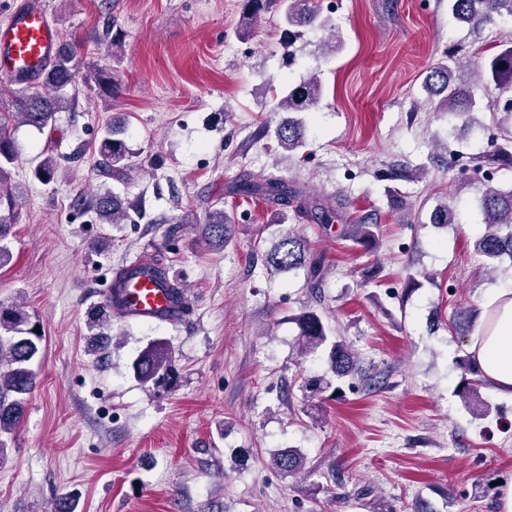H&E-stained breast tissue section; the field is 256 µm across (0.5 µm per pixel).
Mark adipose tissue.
I'll return each instance as SVG.
<instances>
[{
  "mask_svg": "<svg viewBox=\"0 0 512 512\" xmlns=\"http://www.w3.org/2000/svg\"><path fill=\"white\" fill-rule=\"evenodd\" d=\"M468 354L482 379L512 398V290L485 301L482 325Z\"/></svg>",
  "mask_w": 512,
  "mask_h": 512,
  "instance_id": "adipose-tissue-1",
  "label": "adipose tissue"
}]
</instances>
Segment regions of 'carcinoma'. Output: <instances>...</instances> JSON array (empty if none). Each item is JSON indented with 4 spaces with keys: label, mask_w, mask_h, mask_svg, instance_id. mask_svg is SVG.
Returning <instances> with one entry per match:
<instances>
[{
    "label": "carcinoma",
    "mask_w": 512,
    "mask_h": 512,
    "mask_svg": "<svg viewBox=\"0 0 512 512\" xmlns=\"http://www.w3.org/2000/svg\"><path fill=\"white\" fill-rule=\"evenodd\" d=\"M452 16L459 22L469 23L477 17L486 21L495 18L512 20V0H449ZM243 13L249 20L275 14L288 33V46L305 37L316 28L334 29L330 19L321 16L316 0H243ZM83 56L71 42H61L54 58L42 72L43 91L30 94L23 90L13 92L12 109L0 112V266L10 260V251L3 241L9 226L16 223L24 199L21 184L13 180L18 147L11 131L19 126L31 127L39 132L53 126L56 114L70 108L78 96L77 81L80 79ZM486 76V86L493 87L498 97L484 103L476 99L471 85L464 80L465 73ZM424 90L429 98H439V106L450 112L470 115L489 111L501 115L498 122L500 134L494 137L490 148L480 156L481 164L473 173L490 172L494 166L512 168V41L495 45V51L477 54L472 62L462 63L454 58L437 63L425 78ZM322 94L318 76L312 74L288 87L277 99L274 111L287 112L274 134L277 146L288 152H296L306 146L303 121L297 115L312 111ZM101 157L102 172L108 176L124 178L138 169L135 152L128 143V129L124 119L114 117L103 128L97 146ZM58 164L56 159L45 156L35 167L37 179L48 182L53 179ZM231 196L259 197L285 205L301 201V207L319 224H331L345 218L343 203L327 199L303 197V192L279 176L270 175L256 180L251 175H240L228 188ZM74 204L91 215L100 224H125L142 217L138 200L123 197L109 189L79 195ZM477 210L484 224L483 234L475 242V251L484 258L485 265L508 257L512 261V189L501 190L486 187L477 199ZM432 224H453L456 220L454 199L436 205L429 216ZM232 223L224 207L211 206L202 225V236L214 248L224 247L229 224ZM342 234L349 237L365 252L377 250L378 242L374 225L360 220L342 226ZM264 265L275 272L306 270L307 286L319 287L325 273L323 259L310 252L307 241L295 234H286L264 254ZM296 324L297 344L300 354L306 356L320 348L328 350L329 371L333 378L311 376L304 380L305 391L314 397L328 390L339 396L338 383L359 374V367L348 345L334 335L324 317L315 309L308 308L292 317ZM112 322V305L102 303L92 314L88 329L94 335H103L102 329ZM39 324L32 321L23 300L17 299L5 305L0 303V435L8 434L18 425L23 415L24 397L32 392L37 383V373L32 368L42 349V334L36 332ZM465 370L472 374L463 378L459 396L466 409L478 420L491 413L488 402L479 395L483 380L470 359L461 360ZM171 367V355L161 339H155L139 352L131 363L134 377L143 384L157 383L165 378ZM271 467L284 474L299 473L306 468V458L295 450H283L272 457Z\"/></svg>",
    "instance_id": "cac0c4a2"
}]
</instances>
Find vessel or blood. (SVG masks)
<instances>
[{
    "label": "vessel or blood",
    "mask_w": 512,
    "mask_h": 512,
    "mask_svg": "<svg viewBox=\"0 0 512 512\" xmlns=\"http://www.w3.org/2000/svg\"><path fill=\"white\" fill-rule=\"evenodd\" d=\"M58 48L57 27L44 0H19L0 26V75L12 80L37 81ZM153 260L129 262L133 275L121 303L113 312L137 325L176 324L183 320L186 297H176L150 275Z\"/></svg>",
    "instance_id": "vessel-or-blood-1"
}]
</instances>
